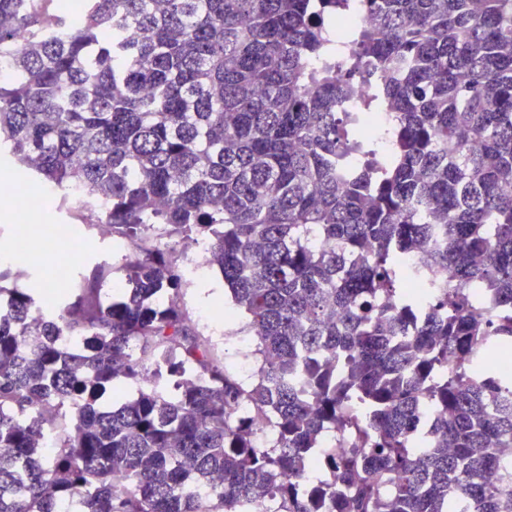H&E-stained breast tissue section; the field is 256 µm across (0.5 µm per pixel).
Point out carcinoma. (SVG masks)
Instances as JSON below:
<instances>
[{
  "label": "carcinoma",
  "instance_id": "obj_1",
  "mask_svg": "<svg viewBox=\"0 0 512 512\" xmlns=\"http://www.w3.org/2000/svg\"><path fill=\"white\" fill-rule=\"evenodd\" d=\"M368 2L342 54L351 0H0V152L141 242L119 297L99 265L42 319L0 269V512H199L209 478L210 512H512L489 481L512 484L491 368L512 349V0ZM375 72L359 111L394 113L387 157L343 111ZM155 224L209 244L256 331L248 380L196 340ZM430 239L450 283L422 301L402 256ZM121 383L138 395L105 400ZM329 433L349 447L312 479ZM355 1L357 7L352 13H344L340 15H336L333 18V26L340 30L348 27L349 25H357L360 27H367L373 23V18L371 14L365 8L366 1L365 0H353Z\"/></svg>",
  "mask_w": 512,
  "mask_h": 512
}]
</instances>
